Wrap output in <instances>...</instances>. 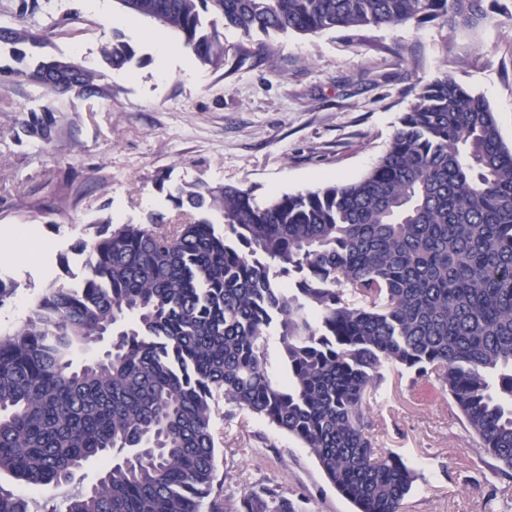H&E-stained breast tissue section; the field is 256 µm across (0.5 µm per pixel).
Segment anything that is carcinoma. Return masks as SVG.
Here are the masks:
<instances>
[{
    "mask_svg": "<svg viewBox=\"0 0 512 512\" xmlns=\"http://www.w3.org/2000/svg\"><path fill=\"white\" fill-rule=\"evenodd\" d=\"M485 0H117L224 66V29L312 34L438 20L451 34L489 22ZM0 26V73L51 95L99 89L82 63L37 55L61 20L16 0ZM120 33L100 48L121 70ZM46 104L25 136L48 142ZM169 224H100L75 247L81 284L52 286L0 336V512H35L14 485L56 488L105 461L97 481L46 512H299L272 488L234 504L216 482L219 405L310 450L356 512H403L414 472L378 448L367 397L380 369L430 372L494 461L512 472V147L485 99L444 71L416 93L388 150L361 178L260 205L250 190L180 187ZM217 210L224 230L207 214ZM365 304L350 306L343 288ZM277 336L284 376L269 370ZM83 365L74 355L102 340Z\"/></svg>",
    "mask_w": 512,
    "mask_h": 512,
    "instance_id": "obj_1",
    "label": "carcinoma"
}]
</instances>
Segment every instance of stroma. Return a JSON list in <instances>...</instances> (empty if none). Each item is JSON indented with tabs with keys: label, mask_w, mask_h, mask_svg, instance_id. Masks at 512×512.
<instances>
[{
	"label": "stroma",
	"mask_w": 512,
	"mask_h": 512,
	"mask_svg": "<svg viewBox=\"0 0 512 512\" xmlns=\"http://www.w3.org/2000/svg\"><path fill=\"white\" fill-rule=\"evenodd\" d=\"M51 8L63 24L46 53L97 65L112 32L92 0H52ZM159 29L140 16L124 26L133 62L106 71L96 95L56 96L47 144L18 135L24 110L44 104L43 90L0 80V246L19 227L38 243L31 256L0 261L12 290L0 306V333L21 326L51 284L81 278L84 258L73 245L92 225L142 224L156 211L187 222L169 197L176 187L235 185L264 203L360 178L440 69L489 103L512 146V25L458 32L448 54L436 21L249 40L228 28L223 68L192 59L166 70L152 47ZM473 46L482 54L476 66L464 61ZM382 375L368 416L377 447L416 472L403 512H512V478L492 473L438 383L401 367ZM215 433L225 498L262 483L299 499L301 512H355L288 434L221 410Z\"/></svg>",
	"instance_id": "obj_1"
}]
</instances>
